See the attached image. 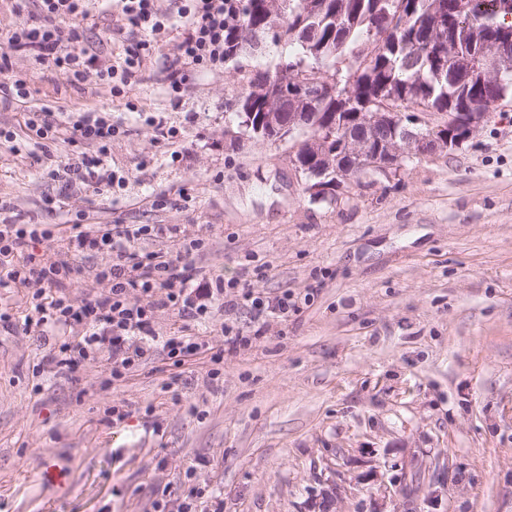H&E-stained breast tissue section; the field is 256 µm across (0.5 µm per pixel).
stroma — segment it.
<instances>
[{
  "mask_svg": "<svg viewBox=\"0 0 512 512\" xmlns=\"http://www.w3.org/2000/svg\"><path fill=\"white\" fill-rule=\"evenodd\" d=\"M128 25L114 10L88 28L102 64L123 52L109 30ZM187 35L171 16L120 94L10 58L31 96L0 106L26 145L0 144V221L43 225L32 253L69 271L0 288V512H180L194 492L204 512H512V98L460 149L315 201L291 142L251 139L238 117L286 43L241 41L176 101L168 66ZM44 105L57 123L111 113L110 190L62 175L96 148L38 144L27 122ZM80 219L152 225L136 252L181 256L187 287H227L187 320L155 290L129 368L107 347L52 368L50 351L88 327L34 325L35 304L100 296L113 259L68 251ZM244 283L294 311L240 304ZM184 336L198 350L169 355Z\"/></svg>",
  "mask_w": 512,
  "mask_h": 512,
  "instance_id": "stroma-1",
  "label": "stroma"
}]
</instances>
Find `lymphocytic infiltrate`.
Listing matches in <instances>:
<instances>
[{
  "label": "lymphocytic infiltrate",
  "instance_id": "obj_1",
  "mask_svg": "<svg viewBox=\"0 0 512 512\" xmlns=\"http://www.w3.org/2000/svg\"><path fill=\"white\" fill-rule=\"evenodd\" d=\"M98 0H12V10L21 19L19 25L0 37V93L26 100L31 96L26 79L13 73L8 64L11 53L22 52L37 63L66 70L73 81L82 82L96 77L103 84L112 80L128 82L141 67L149 42L139 44L137 50L127 51L116 64L101 67L93 43L83 33L96 9ZM122 14L138 30L156 35L164 30L171 12L186 18L190 32L179 46V53L171 71L170 89L180 96L190 73L218 72L224 68L225 33L228 22L236 15V0H175V8H168L164 0H113ZM68 143L85 142L95 145L98 157H79L67 163L66 168L76 174L83 184L94 191L111 188L112 172L101 159L107 153L116 128L109 113L88 110L72 120L68 128ZM68 238L72 252L109 249L116 261L104 269L100 280L105 281L106 295L76 308L59 298L49 305H38L41 322L68 324L85 323L90 327L80 344L61 345L51 356L56 366L74 368L103 342H111L113 352H120L125 338L145 333L150 321V307L131 301L129 290L137 289L144 295H153L159 288L167 289V300L177 306L181 316L192 318L206 309L209 290L189 294L181 291L188 266L178 258L156 253L138 256L131 253L132 244L148 235V225L141 224H76ZM47 229L36 224H0V257L26 254L25 264L0 266V288L18 282L53 281L59 276L56 263L45 261L27 252L31 242L46 237Z\"/></svg>",
  "mask_w": 512,
  "mask_h": 512
}]
</instances>
